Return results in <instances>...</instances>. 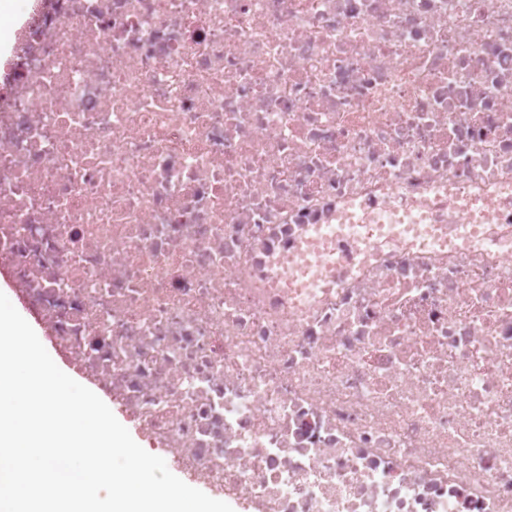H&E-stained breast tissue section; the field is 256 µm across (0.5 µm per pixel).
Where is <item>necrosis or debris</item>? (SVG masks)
<instances>
[{
	"instance_id": "obj_1",
	"label": "necrosis or debris",
	"mask_w": 512,
	"mask_h": 512,
	"mask_svg": "<svg viewBox=\"0 0 512 512\" xmlns=\"http://www.w3.org/2000/svg\"><path fill=\"white\" fill-rule=\"evenodd\" d=\"M511 238L512 0H34L0 68V276L234 512H512ZM331 233L332 232L330 230H320V229L314 230L315 236L318 239L325 242V244H324L325 250L322 253L315 254L310 260L307 261V263L301 270V274L305 278L311 279L313 276L314 270L316 269V267H318L320 265H327V266L333 267V266H336V264H339L343 260V258H344L343 252L340 249L335 248L334 246H330L328 244V241L332 237Z\"/></svg>"
}]
</instances>
